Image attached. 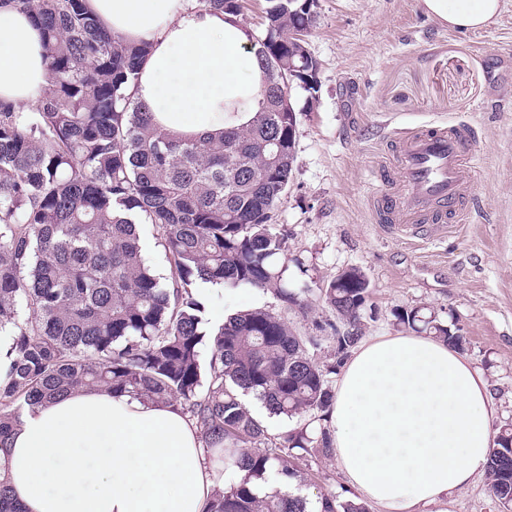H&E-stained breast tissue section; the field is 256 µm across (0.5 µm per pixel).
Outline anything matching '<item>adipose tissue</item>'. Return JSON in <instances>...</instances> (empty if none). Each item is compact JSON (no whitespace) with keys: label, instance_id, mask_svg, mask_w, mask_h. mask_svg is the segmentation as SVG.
<instances>
[{"label":"adipose tissue","instance_id":"obj_1","mask_svg":"<svg viewBox=\"0 0 512 512\" xmlns=\"http://www.w3.org/2000/svg\"><path fill=\"white\" fill-rule=\"evenodd\" d=\"M442 26L496 23L501 0H421ZM109 31L150 50L134 96L173 131L241 124L263 72L237 18L196 0H87ZM48 78L38 27L0 5V99L34 106ZM493 403L483 375L442 340L369 338L336 384L330 414L336 462L381 512H448V493L485 469ZM26 512H203L212 479L203 441L180 409L100 390L35 407L10 448Z\"/></svg>","mask_w":512,"mask_h":512}]
</instances>
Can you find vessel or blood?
Instances as JSON below:
<instances>
[{"label": "vessel or blood", "instance_id": "1", "mask_svg": "<svg viewBox=\"0 0 512 512\" xmlns=\"http://www.w3.org/2000/svg\"><path fill=\"white\" fill-rule=\"evenodd\" d=\"M395 143L392 165L404 190L382 193L375 205L397 231L407 236L425 226L437 233L465 222L475 207L477 158L470 125L400 130Z\"/></svg>", "mask_w": 512, "mask_h": 512}]
</instances>
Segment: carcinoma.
I'll return each instance as SVG.
<instances>
[{
	"instance_id": "cac0c4a2",
	"label": "carcinoma",
	"mask_w": 512,
	"mask_h": 512,
	"mask_svg": "<svg viewBox=\"0 0 512 512\" xmlns=\"http://www.w3.org/2000/svg\"><path fill=\"white\" fill-rule=\"evenodd\" d=\"M39 28L49 61L40 103L23 112L0 100V512H24L9 482V446L25 412L76 389L105 388L174 405L205 443L211 471L228 486L205 512H311L294 485L301 460L335 456L330 375L360 340L370 298L356 267L321 295L344 329L336 362L310 355L318 342L258 307L206 327L202 283L271 293L301 306L308 286L288 279L277 202L296 166V112L284 94L312 55L317 13L303 0H266L257 59V112L210 134H173L135 100L149 46L131 44L94 19L85 0H14ZM238 16V0H199ZM150 224L171 266L166 285L147 263L138 226ZM398 324L457 348L456 329L420 308ZM301 424L272 433L244 400ZM493 494L512 502V428L489 449ZM280 483L258 497L250 478ZM318 512H368L324 496Z\"/></svg>"
}]
</instances>
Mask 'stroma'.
<instances>
[{"instance_id": "obj_1", "label": "stroma", "mask_w": 512, "mask_h": 512, "mask_svg": "<svg viewBox=\"0 0 512 512\" xmlns=\"http://www.w3.org/2000/svg\"><path fill=\"white\" fill-rule=\"evenodd\" d=\"M309 49L318 92H291L297 163L275 209L289 276L309 292L285 308L249 287L211 293L205 317L265 307L299 334L315 337L317 361L335 347L336 313L320 294L336 274L360 268L370 281L363 337L400 333L396 315L424 307L460 327V350L488 383L492 432L512 425V0L497 23L477 32L441 26L420 0H318ZM473 123L478 207L470 221L434 239L399 235L372 210L391 160L393 130ZM307 498H355L335 460L319 462ZM449 512H503L486 474L448 496Z\"/></svg>"}]
</instances>
